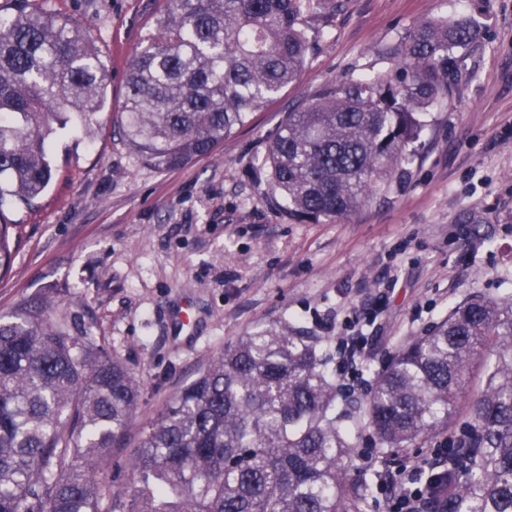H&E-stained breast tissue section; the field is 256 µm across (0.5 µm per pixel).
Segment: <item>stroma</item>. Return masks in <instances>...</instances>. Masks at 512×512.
<instances>
[{
	"label": "stroma",
	"mask_w": 512,
	"mask_h": 512,
	"mask_svg": "<svg viewBox=\"0 0 512 512\" xmlns=\"http://www.w3.org/2000/svg\"><path fill=\"white\" fill-rule=\"evenodd\" d=\"M91 25L111 72L94 141L66 128L36 207L0 212L10 227V271L0 316L47 288L93 313L90 326L141 384L127 432L165 410L210 359L240 336L281 319L314 335L368 342L338 382L341 406L363 402L373 373L404 341L478 293L512 294V0H336L297 79L251 122L188 164L157 170L113 133L125 75L157 18L156 0H47ZM475 17L457 90L432 107L420 145L384 192L346 218L317 224L289 215L263 157L290 109L348 75L390 67L415 23ZM190 307L194 325L175 315ZM362 433L357 462L374 477L431 456L425 444L380 461Z\"/></svg>",
	"instance_id": "1"
}]
</instances>
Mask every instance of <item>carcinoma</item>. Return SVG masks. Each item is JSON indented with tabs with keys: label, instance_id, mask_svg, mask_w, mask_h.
<instances>
[{
	"label": "carcinoma",
	"instance_id": "carcinoma-1",
	"mask_svg": "<svg viewBox=\"0 0 512 512\" xmlns=\"http://www.w3.org/2000/svg\"><path fill=\"white\" fill-rule=\"evenodd\" d=\"M335 0H162L132 56L118 132L143 163L207 155L293 82ZM473 17L430 18L391 66L328 83L288 112L256 170L293 217L344 218L410 162L428 107L448 97ZM108 73L90 31L13 0L0 9V211L33 207L70 125L94 139ZM9 225L0 224L8 270ZM51 288L0 316V512H365L374 482L352 425L385 456L442 434L448 476L428 512H512V298L473 295L375 372L364 404L336 405L331 337L284 319L215 355L141 433L126 483L99 465L141 398L125 362Z\"/></svg>",
	"mask_w": 512,
	"mask_h": 512
}]
</instances>
